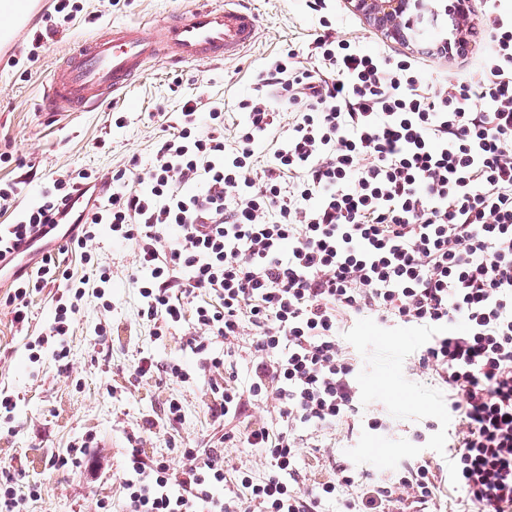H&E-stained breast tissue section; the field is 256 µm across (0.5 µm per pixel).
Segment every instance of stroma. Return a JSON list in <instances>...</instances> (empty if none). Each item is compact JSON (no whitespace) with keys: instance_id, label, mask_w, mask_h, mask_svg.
<instances>
[{"instance_id":"1","label":"stroma","mask_w":512,"mask_h":512,"mask_svg":"<svg viewBox=\"0 0 512 512\" xmlns=\"http://www.w3.org/2000/svg\"><path fill=\"white\" fill-rule=\"evenodd\" d=\"M194 2L121 0L109 7L104 0H81L76 18L62 23L35 60L24 58L0 71V154L9 157L0 162V183L23 182L18 207L34 205L51 177L62 171H107L133 157L148 163L160 132L159 111L172 114L186 100L198 98L235 113L239 100L252 93L266 62L287 49L299 50L305 67H316L309 49L322 31L320 16H327L336 38L354 41L367 51L423 57L422 81L438 77L450 83L464 80L475 69L486 46L489 17L487 0H469L464 20L440 8L424 18L429 32L404 45L369 27L344 0H327L321 15L310 10L308 0H247L258 18V38L236 58L177 65L157 59L147 64L125 97L96 111L62 116L42 111V96L54 71L78 42L115 23L153 28ZM444 39H461L465 46L449 58L431 56V48ZM116 112L125 114L124 127L114 125ZM91 251L112 269V307L104 309L94 290H87L68 338V369L46 354L31 361L27 348L52 317L54 289H44L34 298L23 329L9 309L0 306V390L17 402V433L0 438V463L13 465L19 489L41 488L39 498L21 501L20 512H96V500L104 497L111 500L112 512H121L119 474L135 437L144 436L145 456L164 458L176 473L183 465L181 449L216 445L224 434L223 421L207 412L209 375L198 370L199 358L185 349L181 330L157 339L152 324L138 316V290L129 280L135 264L132 246L113 241L105 231ZM101 322L112 327L104 344L93 334ZM344 336L357 362V424L351 432L342 425L305 431L300 454L307 484L328 478L335 462L352 469L364 483L390 476L401 464L419 457L446 463L448 393L412 364L422 333L415 328H380L358 318L347 324ZM143 357L162 364L181 361L190 377L184 382L169 381L161 372L133 377ZM173 398L181 401L184 416L171 425L164 410ZM148 418L157 422L149 434L142 429ZM372 418L386 421L390 432L368 428ZM86 434L97 439L96 454L102 463L97 476L82 469L49 467L51 457L66 455L69 445Z\"/></svg>"}]
</instances>
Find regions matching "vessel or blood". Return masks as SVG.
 <instances>
[{"instance_id": "obj_1", "label": "vessel or blood", "mask_w": 512, "mask_h": 512, "mask_svg": "<svg viewBox=\"0 0 512 512\" xmlns=\"http://www.w3.org/2000/svg\"><path fill=\"white\" fill-rule=\"evenodd\" d=\"M242 0H197L154 30L123 24L82 44L55 71L44 104L50 112H84L122 95L154 56L174 62L224 60L255 43L257 18ZM48 12V0H0V66L17 59Z\"/></svg>"}]
</instances>
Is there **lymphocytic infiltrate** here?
Wrapping results in <instances>:
<instances>
[{"label": "lymphocytic infiltrate", "mask_w": 512, "mask_h": 512, "mask_svg": "<svg viewBox=\"0 0 512 512\" xmlns=\"http://www.w3.org/2000/svg\"><path fill=\"white\" fill-rule=\"evenodd\" d=\"M490 12L466 80L420 83L418 59L326 31L311 48L319 68L292 48L264 66L232 140L222 105L190 99L160 112L148 169L133 157L67 171L20 211L18 184L0 187V210L15 212L0 225V271L12 275L0 303L14 323L28 325L44 288L65 289L47 331L66 365L86 285L112 305V271L88 249L108 225L136 254L139 316L159 338L184 328L216 376L208 409L229 425L224 442L266 461L257 479L220 448H186L174 473L129 448L122 512H436L442 478L424 458L362 485L340 464L300 485L302 430L354 422L356 364L340 330L364 314L430 330L417 363L448 390L452 481L471 512H512V7L492 0ZM288 109L293 122L260 162L258 142ZM36 238L40 259L19 268ZM258 404L272 424L246 423Z\"/></svg>", "instance_id": "lymphocytic-infiltrate-1"}]
</instances>
